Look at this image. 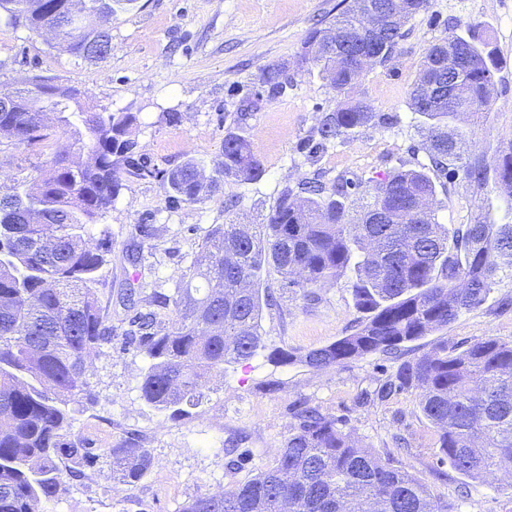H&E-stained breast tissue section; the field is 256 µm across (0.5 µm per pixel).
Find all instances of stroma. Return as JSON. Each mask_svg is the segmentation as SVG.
I'll return each mask as SVG.
<instances>
[{
  "mask_svg": "<svg viewBox=\"0 0 512 512\" xmlns=\"http://www.w3.org/2000/svg\"><path fill=\"white\" fill-rule=\"evenodd\" d=\"M342 7V0H136L113 18L112 50L97 62L50 49L25 27L0 25V90L26 75H51L81 88L92 111L133 113L136 158L161 170L191 157L212 163L229 132L249 140L265 168L260 180L226 184L191 204L172 202L162 179L127 177L111 210L92 227L93 241L109 247L99 297L112 340L90 354L87 378L96 400L71 405L70 433L73 441L97 448L99 458L42 503V512H181L192 497L231 489L272 467L299 402L391 454L456 512H512V477L470 483L467 496H460L462 479L439 461L437 432L420 413L416 391L392 387L402 360L436 345L463 347L485 336L512 340L509 279L447 329L409 343L400 359L373 353L317 371L299 363L276 366L260 354L225 365L211 378L206 400L178 419L141 397L148 360L123 343L127 290L172 292L213 225L231 214L248 224L265 222L283 188L343 178L364 192L394 167L425 163L408 92L426 52L448 32L485 40L498 64L496 92L467 158L493 162L512 137V0H428L405 24L391 58L367 69L351 90L388 123H370L325 151L309 152L320 117L335 109L339 96L300 53L310 32ZM272 65L288 76L275 96L262 82ZM252 101L257 109L240 114L239 105ZM169 112L181 113V122L169 123ZM54 151L51 145L28 151L0 139V163L11 176L31 173ZM435 182L440 223H512V200L498 187L476 186L457 170ZM231 197L237 206L230 213L225 202ZM263 279L278 298L262 314L267 346L304 352L351 331L358 313L346 280L321 289L319 302L311 304L275 269ZM133 443L149 450L152 464L135 485L115 483L109 452Z\"/></svg>",
  "mask_w": 512,
  "mask_h": 512,
  "instance_id": "1",
  "label": "stroma"
}]
</instances>
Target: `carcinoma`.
I'll return each instance as SVG.
<instances>
[{
  "mask_svg": "<svg viewBox=\"0 0 512 512\" xmlns=\"http://www.w3.org/2000/svg\"><path fill=\"white\" fill-rule=\"evenodd\" d=\"M428 0H346L323 29H314L303 58L320 69L336 92V108L318 123L317 153L375 119L371 106L346 96L364 73L360 52L385 63L404 24ZM130 0H0V20L51 35L49 47L84 61L112 48V19ZM383 19L372 35L361 24L366 6ZM497 65L490 52L452 32L427 51L409 90V107L423 120L428 163L389 171L369 199L352 198L356 184L284 188L264 224L228 220L207 234L200 259L171 296L150 302L171 309L160 325L153 313L129 318V338L149 359L141 396L158 410L182 412L203 403L211 376L224 365L266 349L262 309L275 304L262 287L274 267L304 299L346 278L361 313L355 329L296 355L273 349L269 362L297 361L327 370L371 353L397 355L488 298L512 278V224L438 221L429 172L460 164L478 186L494 182L512 197V138L493 164L465 161L472 129L495 92ZM453 79L457 93L437 98ZM262 80L278 94L286 78L278 66ZM18 102L0 108V138L32 148L57 142L36 174L0 184V512H37L57 497L65 479L97 460L91 449L67 441L70 405L95 401L86 379L90 353L112 341L97 294L106 264L104 243L91 244L92 225L112 208L123 174L163 175L169 198L198 203L224 184L257 181L264 168L244 137L224 135L210 172L190 159L168 172L135 165V116L93 112L82 91L53 77L17 81ZM70 137L60 142L65 134ZM399 387L415 389L418 408L436 429L440 453L470 481L512 473V341L494 336L465 348L438 345L401 364ZM288 439L274 466L231 490L190 499L181 512H452L424 481L393 459L359 444L336 420L303 403L292 408ZM115 479L138 482L151 464L145 448H114Z\"/></svg>",
  "mask_w": 512,
  "mask_h": 512,
  "instance_id": "carcinoma-1",
  "label": "carcinoma"
}]
</instances>
